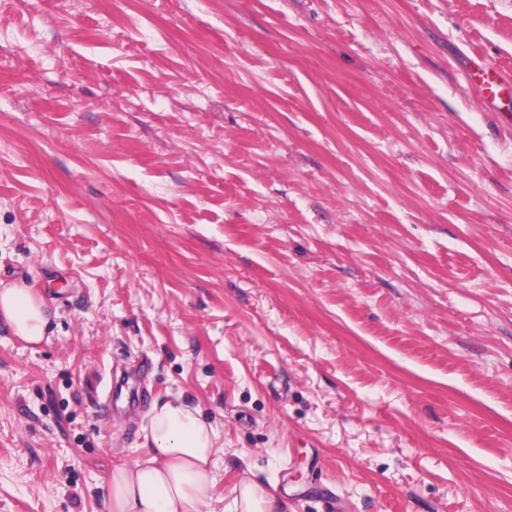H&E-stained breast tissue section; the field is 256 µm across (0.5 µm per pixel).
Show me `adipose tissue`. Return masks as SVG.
Wrapping results in <instances>:
<instances>
[{
  "mask_svg": "<svg viewBox=\"0 0 512 512\" xmlns=\"http://www.w3.org/2000/svg\"><path fill=\"white\" fill-rule=\"evenodd\" d=\"M0 320L30 345L46 338V303L19 283L0 286ZM141 455L114 467L109 512H213L219 431L180 399L153 404Z\"/></svg>",
  "mask_w": 512,
  "mask_h": 512,
  "instance_id": "obj_1",
  "label": "adipose tissue"
}]
</instances>
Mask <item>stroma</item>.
Segmentation results:
<instances>
[{
	"instance_id": "obj_1",
	"label": "stroma",
	"mask_w": 512,
	"mask_h": 512,
	"mask_svg": "<svg viewBox=\"0 0 512 512\" xmlns=\"http://www.w3.org/2000/svg\"><path fill=\"white\" fill-rule=\"evenodd\" d=\"M512 0H0V512H108L139 424L216 493L512 512ZM469 78L475 81L478 94L486 105L496 106L502 94L512 93V73L504 69H491L477 64L468 72ZM0 320L9 326L14 336L29 345L46 339L48 316L46 303L31 288L19 283L0 282Z\"/></svg>"
}]
</instances>
